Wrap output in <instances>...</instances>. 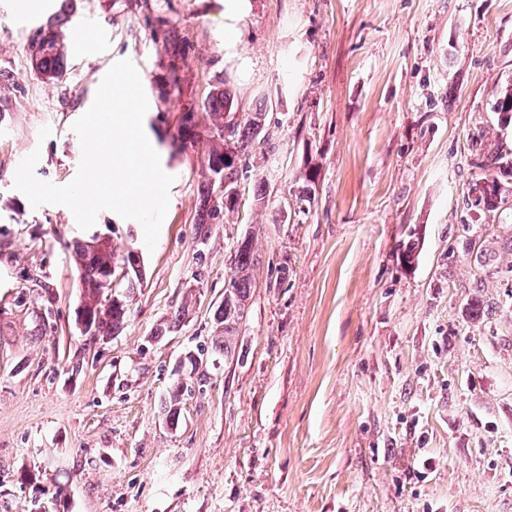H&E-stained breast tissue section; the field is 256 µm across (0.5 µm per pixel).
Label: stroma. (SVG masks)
<instances>
[{
  "label": "stroma",
  "instance_id": "1",
  "mask_svg": "<svg viewBox=\"0 0 512 512\" xmlns=\"http://www.w3.org/2000/svg\"><path fill=\"white\" fill-rule=\"evenodd\" d=\"M0 0V512H512V178L465 203L478 144L512 83V0H250L237 58L224 0ZM54 24L61 76L31 42ZM172 41H164V32ZM131 60L145 132L175 178L154 251L110 211L95 231L141 250L127 318L81 333L69 209L14 189L70 183L72 124ZM178 80H171V73ZM265 113L238 198L196 234L216 86ZM201 135L176 143L181 113ZM52 134L39 140L42 127ZM419 227L412 267L397 259ZM258 257L231 355L169 399L210 345L238 240ZM480 301L482 313L467 308Z\"/></svg>",
  "mask_w": 512,
  "mask_h": 512
}]
</instances>
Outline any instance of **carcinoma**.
<instances>
[{"label": "carcinoma", "mask_w": 512, "mask_h": 512, "mask_svg": "<svg viewBox=\"0 0 512 512\" xmlns=\"http://www.w3.org/2000/svg\"><path fill=\"white\" fill-rule=\"evenodd\" d=\"M33 58L39 72L48 79L60 76L58 62L64 57L59 37L52 29L40 32V38L32 45ZM234 96L227 88H216L208 99L209 116L212 119L216 138L215 146L211 149L206 160L210 174L224 178L229 184L238 180L237 164L224 154L230 151L233 156L240 157L249 153L255 145L257 136L264 124L265 113L255 112L247 122L232 123L228 136H223L224 117L230 115ZM501 129L512 126V86L500 91L493 105ZM195 113L184 112L177 126L176 136L184 144L193 142L199 133ZM475 165L483 171L472 186L466 204L469 209L483 210L494 207L501 198L502 184L492 175V172L512 170V149L496 145L478 153ZM203 208L198 221L197 230L218 217L219 209L229 210L236 205L232 197L220 202L214 199L212 182L203 185ZM76 255L80 260V284L82 305L79 311V321L89 320L88 327L91 336L98 338L111 336L118 332L124 323L126 309L124 302L115 303L103 297L102 283L116 264L115 252L110 245H99L88 239L76 247ZM257 262L253 251L252 240L246 238L237 245L232 259V267L228 284L224 288V303H222L217 322L224 335L216 338V347L224 351V356L232 352L233 340L240 324L241 316L246 308L252 281L250 271Z\"/></svg>", "instance_id": "carcinoma-1"}]
</instances>
